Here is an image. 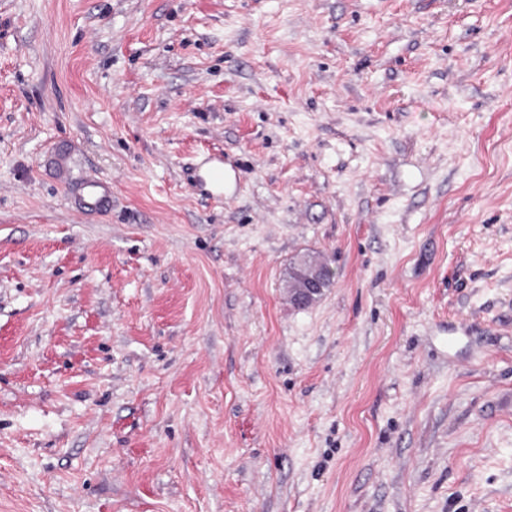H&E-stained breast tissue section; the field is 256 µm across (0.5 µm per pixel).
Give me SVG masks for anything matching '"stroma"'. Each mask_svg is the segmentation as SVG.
<instances>
[{"mask_svg": "<svg viewBox=\"0 0 512 512\" xmlns=\"http://www.w3.org/2000/svg\"><path fill=\"white\" fill-rule=\"evenodd\" d=\"M0 512H512V0H0ZM77 192L88 213H100L112 206V183L98 176H87ZM307 265L306 272H297L299 282L292 288L293 299L299 307H304L322 295L334 275L332 269L327 265Z\"/></svg>", "mask_w": 512, "mask_h": 512, "instance_id": "stroma-1", "label": "stroma"}]
</instances>
